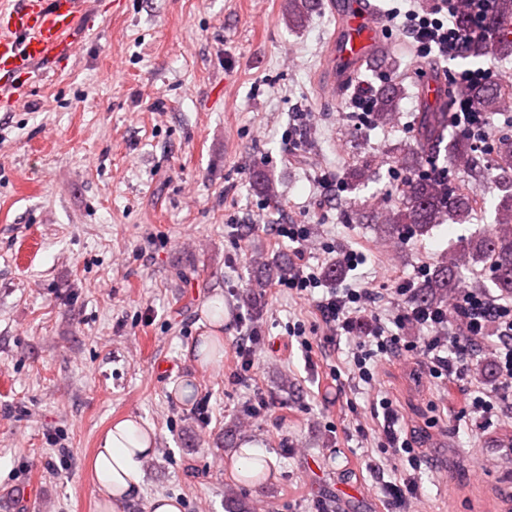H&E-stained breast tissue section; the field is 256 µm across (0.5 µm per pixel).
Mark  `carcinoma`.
<instances>
[{
    "mask_svg": "<svg viewBox=\"0 0 512 512\" xmlns=\"http://www.w3.org/2000/svg\"><path fill=\"white\" fill-rule=\"evenodd\" d=\"M310 0H288V20L296 21L311 10ZM460 30L470 36L468 55L483 60L512 56V0H496L494 13L487 20L486 33L472 32L468 11L457 13ZM404 93L402 84L393 79L379 90L373 107L372 124L392 122L396 105ZM458 95H466L473 107L485 113L512 109V87L484 83L472 88L448 92V98L429 112L421 113L415 143L392 158L395 168L404 173L399 198L382 225V233L398 239L406 233L424 236L449 220L454 224L469 221L477 201L445 179L425 175L424 163L436 149L444 147L447 163L464 175L489 174V153L474 145L464 135L448 134V110ZM493 154L502 164L492 177L500 191L494 224L474 238H462L448 247L427 278L418 286L416 300L435 307L448 306L462 279V268L481 264L489 270L485 292L495 291L502 298L512 297V134L498 139Z\"/></svg>",
    "mask_w": 512,
    "mask_h": 512,
    "instance_id": "1",
    "label": "carcinoma"
}]
</instances>
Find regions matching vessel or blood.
<instances>
[{
	"label": "vessel or blood",
	"instance_id": "obj_1",
	"mask_svg": "<svg viewBox=\"0 0 512 512\" xmlns=\"http://www.w3.org/2000/svg\"><path fill=\"white\" fill-rule=\"evenodd\" d=\"M82 9V0H0V96L9 106L26 103L24 90L11 84L12 72L22 68L31 78H41L45 66L70 52ZM337 19L326 63L333 89L339 77L386 48L382 22L364 0H339Z\"/></svg>",
	"mask_w": 512,
	"mask_h": 512
}]
</instances>
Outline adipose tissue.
Here are the masks:
<instances>
[{"label":"adipose tissue","instance_id":"1","mask_svg":"<svg viewBox=\"0 0 512 512\" xmlns=\"http://www.w3.org/2000/svg\"><path fill=\"white\" fill-rule=\"evenodd\" d=\"M153 427L125 420L101 437L94 462L102 512H124L141 492L143 461L154 452Z\"/></svg>","mask_w":512,"mask_h":512}]
</instances>
